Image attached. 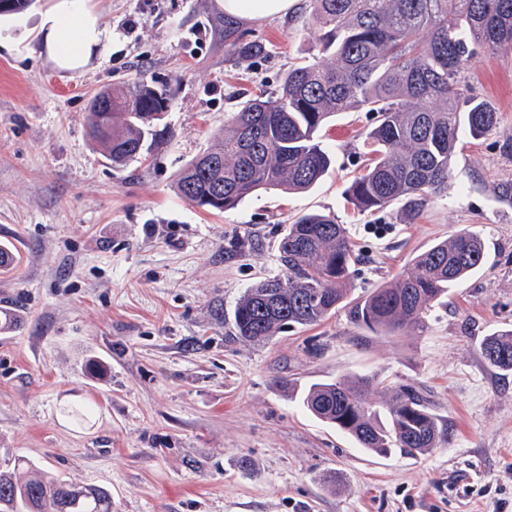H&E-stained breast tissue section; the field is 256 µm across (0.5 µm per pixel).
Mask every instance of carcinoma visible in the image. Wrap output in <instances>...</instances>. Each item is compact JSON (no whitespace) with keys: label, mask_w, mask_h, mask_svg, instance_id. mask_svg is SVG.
Returning a JSON list of instances; mask_svg holds the SVG:
<instances>
[{"label":"carcinoma","mask_w":512,"mask_h":512,"mask_svg":"<svg viewBox=\"0 0 512 512\" xmlns=\"http://www.w3.org/2000/svg\"><path fill=\"white\" fill-rule=\"evenodd\" d=\"M320 60L296 66L280 95L259 92L224 124L218 147L178 173V193L198 208L236 207L259 190L304 192L329 172L320 131L341 112L374 115L371 158L346 195L361 211L400 202L414 214L448 189L458 135L497 127L484 101L464 94L463 73L478 58L512 50V0H308ZM167 94L141 77L112 90L109 108L89 106L90 135L114 165L137 158ZM481 234L464 228L418 254L393 282L350 298L355 252L346 228L320 213L298 216L279 243L282 277L246 289L234 311L238 338L268 342L283 329L314 325L341 307L354 323L385 333L421 329L427 312L483 263ZM485 363L512 372V329L481 343ZM364 376L318 382L301 405L360 447L414 456L451 440L430 400L410 385L369 400ZM0 512H112V494L76 486L33 467L0 471Z\"/></svg>","instance_id":"cac0c4a2"}]
</instances>
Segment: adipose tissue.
<instances>
[{
	"label": "adipose tissue",
	"mask_w": 512,
	"mask_h": 512,
	"mask_svg": "<svg viewBox=\"0 0 512 512\" xmlns=\"http://www.w3.org/2000/svg\"><path fill=\"white\" fill-rule=\"evenodd\" d=\"M105 30L90 0H51L40 29V45L60 70L82 71L105 49Z\"/></svg>",
	"instance_id": "obj_1"
}]
</instances>
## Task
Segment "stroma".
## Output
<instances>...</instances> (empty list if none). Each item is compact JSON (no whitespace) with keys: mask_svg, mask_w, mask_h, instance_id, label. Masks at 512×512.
<instances>
[{"mask_svg":"<svg viewBox=\"0 0 512 512\" xmlns=\"http://www.w3.org/2000/svg\"><path fill=\"white\" fill-rule=\"evenodd\" d=\"M48 0L0 18V469L26 458L112 494V512H512V372L480 342L512 328V52L477 60L465 93L499 124L465 139L445 192L415 219L361 212L345 191L370 156L373 117L323 130L334 156L310 190L260 191L200 209L178 172L257 89L317 56L307 0L283 18H231L220 0H93L108 45L80 73L40 49ZM169 94L141 157L115 166L90 139L92 96L139 76ZM305 213L343 224L358 260L352 294L391 282L462 228L483 265L420 330L356 325L340 309L268 343L238 339L235 306L283 275L278 244ZM370 375L423 391L448 444L376 455L299 403L312 383ZM90 405L86 422L66 414Z\"/></svg>","mask_w":512,"mask_h":512,"instance_id":"1","label":"stroma"}]
</instances>
